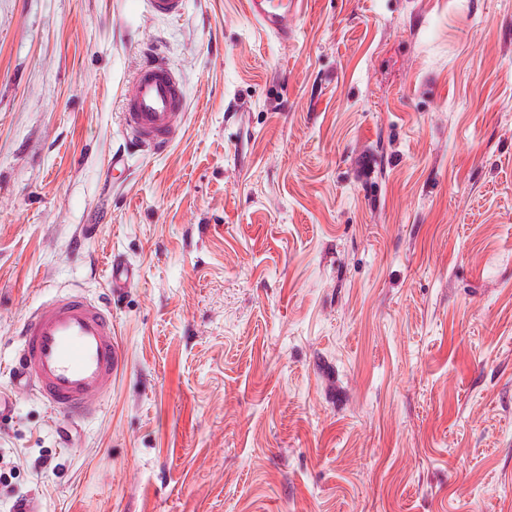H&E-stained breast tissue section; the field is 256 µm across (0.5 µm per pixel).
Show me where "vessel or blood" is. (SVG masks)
Listing matches in <instances>:
<instances>
[{"label":"vessel or blood","instance_id":"obj_1","mask_svg":"<svg viewBox=\"0 0 512 512\" xmlns=\"http://www.w3.org/2000/svg\"><path fill=\"white\" fill-rule=\"evenodd\" d=\"M163 18L180 16L185 0H143ZM250 18L265 32L287 40L303 0H246ZM123 125L139 150L165 153L184 127L187 99L183 84L156 49H145L133 78L123 88ZM137 276L134 267L113 259L108 286L119 292ZM13 355V391L0 390V407L13 392L34 391L60 419L93 417L125 363L112 324V310L80 290L58 292L25 317Z\"/></svg>","mask_w":512,"mask_h":512}]
</instances>
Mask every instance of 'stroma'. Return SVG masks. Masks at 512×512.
Masks as SVG:
<instances>
[{
	"label": "stroma",
	"mask_w": 512,
	"mask_h": 512,
	"mask_svg": "<svg viewBox=\"0 0 512 512\" xmlns=\"http://www.w3.org/2000/svg\"><path fill=\"white\" fill-rule=\"evenodd\" d=\"M147 46L184 132L116 184ZM60 288L127 365L0 419L39 512H512V0H0V390ZM146 9L163 18H175L184 12L185 0H143ZM247 13L265 32L288 41L303 0H246ZM137 276V270L119 258L112 260L108 276V288L114 292H120L129 288Z\"/></svg>",
	"instance_id": "obj_1"
}]
</instances>
